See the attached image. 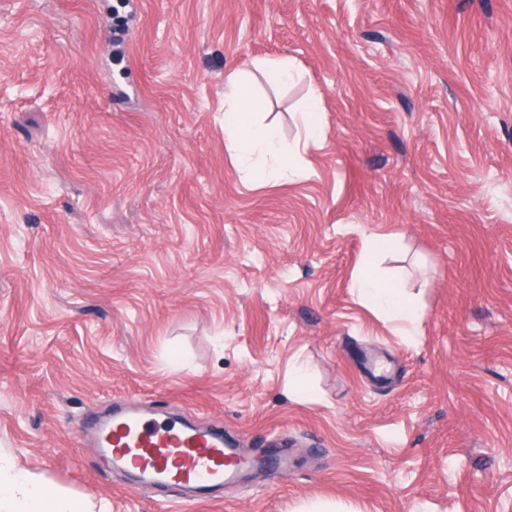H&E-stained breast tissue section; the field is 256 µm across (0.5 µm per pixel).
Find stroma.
I'll list each match as a JSON object with an SVG mask.
<instances>
[{
	"mask_svg": "<svg viewBox=\"0 0 512 512\" xmlns=\"http://www.w3.org/2000/svg\"><path fill=\"white\" fill-rule=\"evenodd\" d=\"M236 71L290 145L321 93L292 181ZM132 403L288 462L129 488L81 423ZM0 455L110 512H512V0H0ZM257 69L263 71L273 83H287L294 77V65L288 57H280L274 60L261 61ZM249 79L243 74L230 76L224 88V132L227 148L242 166H247L255 155L270 157L272 166L265 176L276 181L295 175L294 156L282 145L277 131L257 123L254 113L256 101L249 89ZM320 94L312 92L309 96L307 105L302 113V125L304 130L305 142L315 141L320 134ZM356 293L367 303L395 320L409 324L415 319V309L394 283L381 280L371 272L356 278L353 283Z\"/></svg>",
	"mask_w": 512,
	"mask_h": 512,
	"instance_id": "stroma-1",
	"label": "stroma"
}]
</instances>
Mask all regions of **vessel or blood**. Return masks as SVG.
<instances>
[{"label":"vessel or blood","instance_id":"1","mask_svg":"<svg viewBox=\"0 0 512 512\" xmlns=\"http://www.w3.org/2000/svg\"><path fill=\"white\" fill-rule=\"evenodd\" d=\"M93 445L152 480L186 487L220 486L241 478L253 459L222 432L158 421L131 407L96 424Z\"/></svg>","mask_w":512,"mask_h":512}]
</instances>
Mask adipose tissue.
<instances>
[{
	"instance_id": "adipose-tissue-1",
	"label": "adipose tissue",
	"mask_w": 512,
	"mask_h": 512,
	"mask_svg": "<svg viewBox=\"0 0 512 512\" xmlns=\"http://www.w3.org/2000/svg\"><path fill=\"white\" fill-rule=\"evenodd\" d=\"M256 101L245 75L230 76L224 88V132L232 157L243 166L254 156L271 158L267 179L275 181L295 173L294 157L282 145L277 131L257 123ZM356 293L367 303L395 320L408 324L415 309L396 284L367 272L353 283ZM0 512H95L88 504L49 491L44 480L33 473L21 474L0 459Z\"/></svg>"
}]
</instances>
